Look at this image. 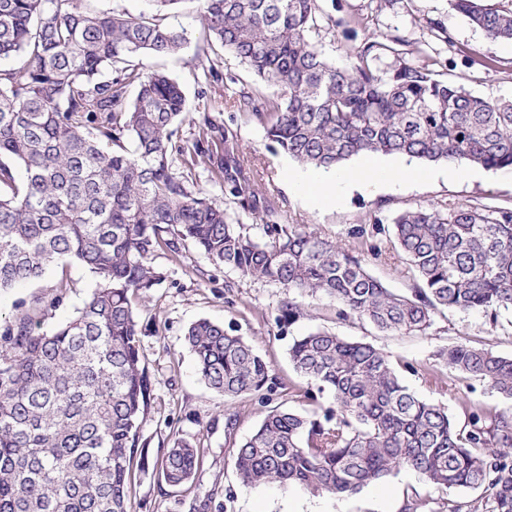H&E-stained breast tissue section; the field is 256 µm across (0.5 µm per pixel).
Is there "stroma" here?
Returning <instances> with one entry per match:
<instances>
[{"label": "stroma", "instance_id": "stroma-1", "mask_svg": "<svg viewBox=\"0 0 512 512\" xmlns=\"http://www.w3.org/2000/svg\"><path fill=\"white\" fill-rule=\"evenodd\" d=\"M199 8L198 0H189L168 18L170 25L186 33L184 52L144 58L146 69L166 72L180 83L189 114L207 111L215 124L233 132L245 165L276 203L283 222L311 225L323 237L346 244L392 292L411 294L417 279L393 238L372 235L375 219L388 226L404 210L444 202L512 208V171L484 169L472 177L469 164L460 162L453 166L426 163L421 177L403 175L344 193L335 203L321 202L316 193L295 188L290 175L298 170V163L271 149L264 125L251 113L230 108L234 93L262 89L261 83L203 28ZM322 9L318 47L330 60L354 59L361 39L381 41L398 34L408 40L411 60L428 66L441 79L482 98H512V42L487 39L452 10L448 0H323ZM433 20L444 23L449 42L436 39L429 26ZM348 29L355 30V38L345 37ZM197 133L191 122L182 124L179 149L172 154L176 172L187 178L194 191L226 205L232 218L245 224L252 235H261L248 212L225 204L214 167L186 153ZM152 263L164 278L147 297L135 301L142 317L140 349L153 383V400L142 427L149 465L135 476L132 512H193V504L214 490L220 493L223 512H405L411 503L417 504L418 512H436L442 503L466 507L480 499L477 489L434 490L408 468L346 497L286 490L275 484L246 486L237 477L234 457L271 406L298 407L307 381L293 369L288 347L294 338L319 326L382 349L404 385L418 397L446 407L458 421H465V406L470 402L512 414V400L501 397L487 383L460 379L437 357L439 350L457 342L512 356V309L500 311L493 323L477 311L445 310L436 314L427 333L406 335L382 333L357 320L340 319L335 299L317 294L302 296L305 317L282 328L276 319L286 295L278 284L242 277L188 244L175 253L156 251ZM63 277L71 287L59 305L49 308L43 324L44 330H54L82 307L95 287L93 275L79 265L59 263L41 278L0 293V315L10 317L19 304L51 298ZM201 318L234 328L271 365L278 383L272 401L256 396L227 398L200 379L184 336ZM179 436L200 447L202 472L199 480L173 487L151 462Z\"/></svg>", "mask_w": 512, "mask_h": 512}]
</instances>
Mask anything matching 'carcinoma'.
I'll return each instance as SVG.
<instances>
[{
	"label": "carcinoma",
	"instance_id": "cac0c4a2",
	"mask_svg": "<svg viewBox=\"0 0 512 512\" xmlns=\"http://www.w3.org/2000/svg\"><path fill=\"white\" fill-rule=\"evenodd\" d=\"M83 0H0V290L33 281L61 259L96 278L83 306L52 332L44 308L69 284L0 319V512H131L133 467L153 387L132 302L164 278L152 255L189 242L214 263L279 284L288 298L277 321L304 316L302 294L322 293L339 315L381 332L425 333L442 309L478 311L496 322L512 309V208L417 207L391 233L421 286L392 293L351 249L285 224L224 132L217 160L224 199L250 213L253 237L224 208L172 169L185 112L179 83L145 72L140 56L177 55L185 32L166 16L186 0H147L150 12L92 13ZM322 0H203L201 21L225 52L265 85L238 110L266 122L268 139L299 164L336 169L362 155L407 156L512 170V100H489L402 56L400 35L366 40L354 62L318 48ZM491 41H512V8L449 0ZM390 52L387 68L376 65ZM138 88L134 100L127 89ZM192 153L214 161L208 112L196 119ZM131 141L132 147L126 146ZM24 170L16 180L12 165ZM185 343L214 392L270 400L267 362L241 336L208 319ZM288 355L309 387L305 408L275 407L237 448L245 486L343 497L408 467L438 491L480 489L471 512H512V414L466 406L460 426L442 406L405 386L389 356L316 328ZM448 368L512 400V357L457 343L439 351ZM329 392L335 405L324 406ZM170 486L199 476L200 449L174 440L158 463Z\"/></svg>",
	"mask_w": 512,
	"mask_h": 512
}]
</instances>
